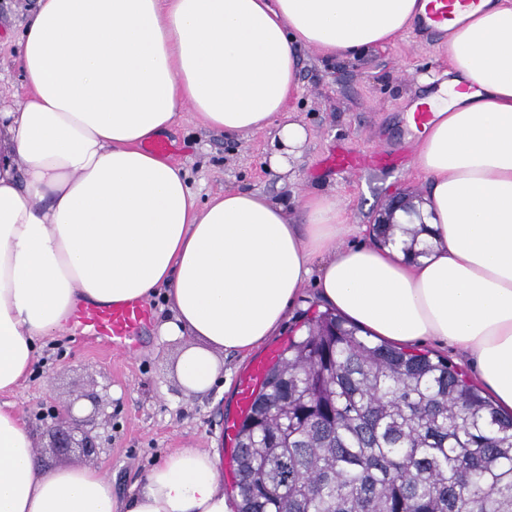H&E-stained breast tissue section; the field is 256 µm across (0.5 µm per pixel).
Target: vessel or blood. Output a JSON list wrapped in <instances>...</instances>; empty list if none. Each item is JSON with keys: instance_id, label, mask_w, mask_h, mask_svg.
Here are the masks:
<instances>
[{"instance_id": "vessel-or-blood-1", "label": "vessel or blood", "mask_w": 512, "mask_h": 512, "mask_svg": "<svg viewBox=\"0 0 512 512\" xmlns=\"http://www.w3.org/2000/svg\"><path fill=\"white\" fill-rule=\"evenodd\" d=\"M474 2L475 0H429L424 14L418 17L412 31L414 38L428 42L436 36H447L448 25L455 19L457 8L469 6ZM335 163L340 169L358 170L367 166H386L388 158L381 152L353 155L340 150L336 153ZM148 318L147 305L139 301L108 308L86 306L78 312L79 321L92 328L95 338L112 345L114 349L123 351L127 350L129 340L138 333ZM267 367V360H259L252 364L248 373L241 379L237 388V399L241 411L250 409L255 392L265 377Z\"/></svg>"}]
</instances>
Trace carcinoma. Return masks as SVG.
Here are the masks:
<instances>
[{"label":"carcinoma","mask_w":512,"mask_h":512,"mask_svg":"<svg viewBox=\"0 0 512 512\" xmlns=\"http://www.w3.org/2000/svg\"><path fill=\"white\" fill-rule=\"evenodd\" d=\"M235 440L239 512H512V414L331 312L279 354Z\"/></svg>","instance_id":"cac0c4a2"}]
</instances>
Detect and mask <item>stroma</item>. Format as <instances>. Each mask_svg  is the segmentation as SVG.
<instances>
[{"mask_svg":"<svg viewBox=\"0 0 512 512\" xmlns=\"http://www.w3.org/2000/svg\"><path fill=\"white\" fill-rule=\"evenodd\" d=\"M33 3L0 0V110L14 107L25 94L16 63L17 38ZM447 71L442 38L419 44L407 32L357 59L332 61L314 49H301L299 90L284 117L302 123L308 140L281 174L266 169L275 145L262 131L228 136L183 112L165 139L198 201L229 189L271 196L326 194L345 207L349 223L368 224L390 195L423 201L424 174L411 160L351 173L330 166L328 156L339 146L362 154L385 149L414 155L418 139L409 130L408 109L430 93L419 79L428 75L442 81ZM148 306L151 316L138 333L132 355H121L70 325L64 335L43 340L30 375L7 400L25 418L42 448L43 465L50 470L81 464L82 459L75 452L61 456L49 449L46 426L35 417L38 407L50 399L72 400L76 415L84 416L91 406L82 393L98 394L101 414L112 417V442L99 454L97 467L109 478L115 496L129 497L152 468L181 448L218 454L226 462L223 482L231 484L228 462L234 444L226 429L240 420L238 384L254 361L271 350H283L305 333L308 319L321 308L318 289L315 283L307 284L278 334L251 357L225 354L221 382L200 394L187 393L175 377L183 342L160 333L171 318L163 296L150 298Z\"/></svg>","mask_w":512,"mask_h":512,"instance_id":"obj_1","label":"stroma"}]
</instances>
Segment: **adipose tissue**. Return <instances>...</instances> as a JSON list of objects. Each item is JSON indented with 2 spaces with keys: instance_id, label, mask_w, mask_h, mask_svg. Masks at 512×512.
<instances>
[{
  "instance_id": "1",
  "label": "adipose tissue",
  "mask_w": 512,
  "mask_h": 512,
  "mask_svg": "<svg viewBox=\"0 0 512 512\" xmlns=\"http://www.w3.org/2000/svg\"><path fill=\"white\" fill-rule=\"evenodd\" d=\"M423 0H36L19 36L26 95L0 111V393L36 342L82 305L163 293L183 339L181 386L209 390L222 354L276 335L315 281L372 335L431 339L471 363L512 411V0H480L448 27L446 97L416 162L428 177L417 251L396 234L343 241L335 199L227 191L197 204L184 169L146 151L180 112L227 134L272 131L274 172L307 140L283 118L302 47L364 57L406 31ZM217 455L182 448L129 498L98 469H45L19 412L0 407V512H235Z\"/></svg>"
}]
</instances>
